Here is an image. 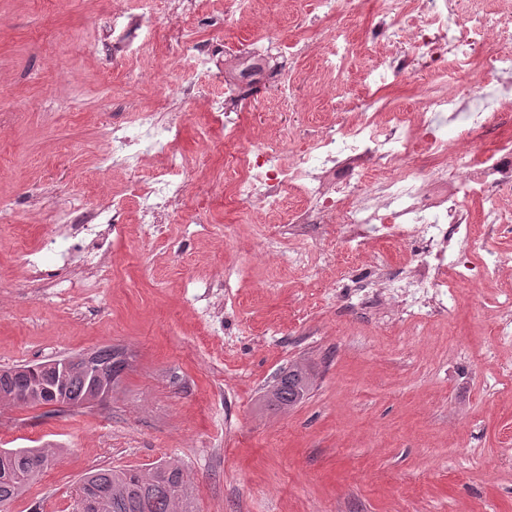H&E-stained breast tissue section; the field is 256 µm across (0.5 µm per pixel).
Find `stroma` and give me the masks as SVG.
<instances>
[{
  "label": "stroma",
  "instance_id": "35a3bbf8",
  "mask_svg": "<svg viewBox=\"0 0 512 512\" xmlns=\"http://www.w3.org/2000/svg\"><path fill=\"white\" fill-rule=\"evenodd\" d=\"M140 10L139 0H0V201L17 209L0 223V368L105 347L129 363L103 403L0 406V449L53 453L0 512H76L87 471L170 458L195 471L199 512H512V335L493 333L512 294V236L490 243L507 265L493 287L453 289L437 318L362 314L341 287L350 270L333 253L337 225L293 235L258 209L242 224L224 192L225 155L283 132L288 100L271 88L232 109L234 144L204 100L177 106L185 210L158 233L133 223L129 199L107 241L109 280L40 250L74 196L123 189L126 169L100 164L108 129L164 105L127 76L172 71L182 24L162 12L142 25ZM189 16L196 42L262 50L273 68L289 43L331 48L326 23L297 24L284 5L256 15L191 0ZM118 38L147 48L112 55ZM41 188L42 210L30 212ZM196 213L207 223H187ZM279 240L301 265L279 257ZM26 250L40 276L22 264ZM294 364L311 373L308 394L269 408L268 390Z\"/></svg>",
  "mask_w": 512,
  "mask_h": 512
}]
</instances>
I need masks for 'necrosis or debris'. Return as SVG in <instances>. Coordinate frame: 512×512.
<instances>
[{"label":"necrosis or debris","mask_w":512,"mask_h":512,"mask_svg":"<svg viewBox=\"0 0 512 512\" xmlns=\"http://www.w3.org/2000/svg\"><path fill=\"white\" fill-rule=\"evenodd\" d=\"M470 2L373 0L367 41H393L400 48L368 73L353 102L354 120L320 125L297 150L260 145L236 151L227 162L238 172L231 185L233 197L248 208L286 209L294 232L308 224L341 225V241L358 255L378 239L413 245L405 271L390 274L379 262L356 281L355 292L370 313L379 309L382 289L399 292L408 287L423 295L417 318L431 319L444 310L447 289L492 281L505 266L489 243L512 230V206L490 200L488 194L512 191V139L499 138L489 150L478 147L476 140L493 130L502 105L512 102V19L490 8L471 7ZM362 4L305 0L302 15L333 23V57L317 60L314 71L301 74L268 70L259 53L239 56L238 73L225 82L223 99L211 103L212 122L223 124L227 110L253 95V74L287 90L289 111L314 101L335 109L318 75H341L349 68L358 42L334 19L357 16ZM222 52V46L202 48L193 39L181 38L171 44L170 54L175 61L189 62L195 79L176 83L138 72L130 80L151 82L168 98L187 101L204 95L198 78L211 73ZM412 72L431 83V90L416 111L381 120L376 88ZM172 131V124L161 123L158 113H132L128 128L109 130L112 151L102 155L101 163L111 167L113 155L119 154L128 168H135L139 157L164 151ZM176 175L172 165L152 181H131L130 195L143 201L139 223H160L163 211L175 207ZM290 187L298 198L287 206L283 200ZM126 198L116 195L96 204L72 199L68 211L47 229L42 247L95 277H108L111 267L98 259L95 247L107 241L115 214L126 210ZM475 200L483 203L476 214L468 209Z\"/></svg>","instance_id":"4bbe7bcc"}]
</instances>
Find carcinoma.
Listing matches in <instances>:
<instances>
[{
    "label": "carcinoma",
    "instance_id": "carcinoma-1",
    "mask_svg": "<svg viewBox=\"0 0 512 512\" xmlns=\"http://www.w3.org/2000/svg\"><path fill=\"white\" fill-rule=\"evenodd\" d=\"M64 388L72 403L87 400L93 391L86 363L91 362L112 373L119 382L128 366L124 352L103 348L87 355L65 358ZM48 360L22 366L23 372L7 378L0 376V394H10L28 386H39L43 393L31 405L50 402V390L56 387L58 377L51 371ZM280 387L268 397L269 407L282 410L296 406L304 398L311 384L308 370L290 366L277 377ZM51 454L42 448H15L0 450V505H6L24 495L48 467ZM78 496H92L100 503L99 512H197L194 496V474L183 462L162 460L157 470L149 475L139 466L124 468H95L79 481Z\"/></svg>",
    "mask_w": 512,
    "mask_h": 512
}]
</instances>
